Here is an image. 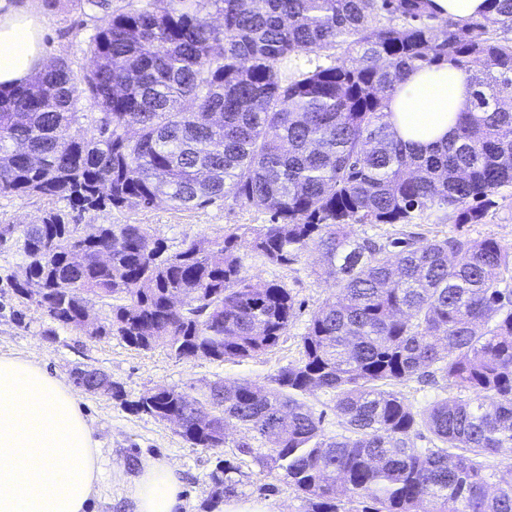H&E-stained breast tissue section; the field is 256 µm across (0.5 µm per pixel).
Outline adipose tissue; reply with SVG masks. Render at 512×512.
Returning a JSON list of instances; mask_svg holds the SVG:
<instances>
[{"mask_svg": "<svg viewBox=\"0 0 512 512\" xmlns=\"http://www.w3.org/2000/svg\"><path fill=\"white\" fill-rule=\"evenodd\" d=\"M45 63L39 21L24 8L0 14V86L22 84ZM471 88L448 63L411 73L391 101L411 147L444 140ZM98 441L74 389L29 358L0 355V512H87L101 481ZM177 468L142 465L133 512H178Z\"/></svg>", "mask_w": 512, "mask_h": 512, "instance_id": "adipose-tissue-1", "label": "adipose tissue"}]
</instances>
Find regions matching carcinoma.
<instances>
[{
	"label": "carcinoma",
	"mask_w": 512,
	"mask_h": 512,
	"mask_svg": "<svg viewBox=\"0 0 512 512\" xmlns=\"http://www.w3.org/2000/svg\"><path fill=\"white\" fill-rule=\"evenodd\" d=\"M72 2L100 14L90 66L58 61L0 88V194L79 211L230 199L270 223L245 253L235 228L167 255L142 224H102L78 242L51 209L18 239L25 275L46 293L32 300L14 280L17 298L80 331L94 297L110 316L91 338L243 360L276 346L296 311L285 285L249 269L310 249L336 291L274 385L158 386L134 410L180 418L194 447L231 442L282 471L309 512H347L354 498L373 502L363 512H512V465L488 463L512 447V289L499 287L512 245L348 232L428 210L481 224L512 187V0H489L464 25L430 0H168L162 13ZM445 62L471 95L453 137L417 153L397 136L391 98L410 73ZM438 378L453 394L420 410L394 390ZM314 392L330 396L346 433H325L303 401ZM231 428L245 435L232 440ZM238 473L224 461L217 493L238 494Z\"/></svg>",
	"instance_id": "cac0c4a2"
}]
</instances>
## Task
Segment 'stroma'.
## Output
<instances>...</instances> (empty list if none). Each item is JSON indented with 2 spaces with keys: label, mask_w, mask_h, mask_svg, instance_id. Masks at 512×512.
Returning <instances> with one entry per match:
<instances>
[{
  "label": "stroma",
  "mask_w": 512,
  "mask_h": 512,
  "mask_svg": "<svg viewBox=\"0 0 512 512\" xmlns=\"http://www.w3.org/2000/svg\"><path fill=\"white\" fill-rule=\"evenodd\" d=\"M9 4L34 11L43 31L46 63L65 60L74 67L87 66L82 49L96 21L83 14L72 0H58L48 7L45 0H8ZM483 223L455 224L451 215L429 211L410 227L400 224H355L351 236L382 240L400 237L403 230L426 241L450 235L472 239L491 237L512 244V189H501ZM65 212L69 223L90 231L101 224H143L152 238L162 242L167 253L180 250L183 240L201 243L222 238L235 227L258 228L268 221L263 209L219 200L191 209H176L166 203L150 208H124L76 212L67 202L48 203L35 195L0 194V229H8L0 244V355L28 357L50 373L70 379L73 370L94 367L107 373L121 390V397L80 392L83 411L99 443L103 474L91 512H132L130 491L144 462L164 460L175 464L182 482L183 512H216L220 503L213 493L212 473L221 460L239 466L240 498L263 505L267 512H307L308 502L285 480L281 471L269 470L248 457H234L231 448H196L186 442L171 423L135 412L134 401L147 391L166 386L198 387L224 380L249 379L270 383L278 370L297 363L300 340L311 313L333 290L319 278L315 254L305 251L285 265H258L251 275L284 284L299 302L295 316L278 344L254 358L217 361L199 355L179 359L166 349L143 351L128 346L120 337L95 339L53 323L40 309L19 303L9 279L21 275L23 259L15 244L17 229L39 223L49 209Z\"/></svg>",
  "instance_id": "1"
}]
</instances>
